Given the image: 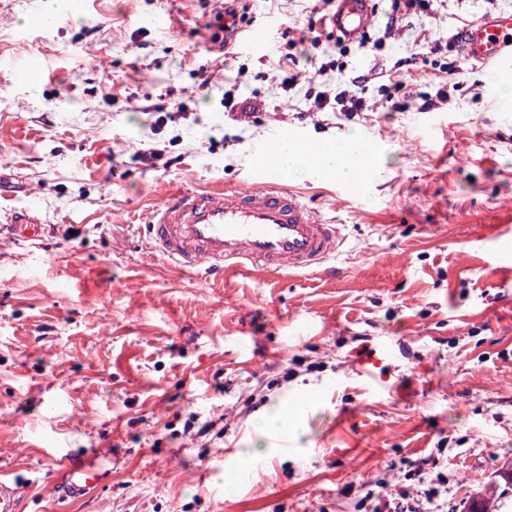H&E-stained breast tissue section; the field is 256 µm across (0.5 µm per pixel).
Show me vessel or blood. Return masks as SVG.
<instances>
[{
    "label": "vessel or blood",
    "mask_w": 512,
    "mask_h": 512,
    "mask_svg": "<svg viewBox=\"0 0 512 512\" xmlns=\"http://www.w3.org/2000/svg\"><path fill=\"white\" fill-rule=\"evenodd\" d=\"M372 13V0H336L329 28L356 39ZM459 41L469 58L512 68V11L482 16L460 31ZM144 229L153 247L175 267H200L209 277L257 264L273 271L310 269L340 251L337 224L261 173L249 190L172 191ZM103 467V460L91 455L70 461L57 475V493L84 496L100 483ZM21 494V485L0 478V512H18Z\"/></svg>",
    "instance_id": "1"
}]
</instances>
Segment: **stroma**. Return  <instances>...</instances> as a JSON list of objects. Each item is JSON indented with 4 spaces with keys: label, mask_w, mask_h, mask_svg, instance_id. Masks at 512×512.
I'll list each match as a JSON object with an SVG mask.
<instances>
[{
    "label": "stroma",
    "mask_w": 512,
    "mask_h": 512,
    "mask_svg": "<svg viewBox=\"0 0 512 512\" xmlns=\"http://www.w3.org/2000/svg\"><path fill=\"white\" fill-rule=\"evenodd\" d=\"M42 2L0 0V213L42 222L0 229V474L25 485L20 512H465L512 459V253L492 238L512 230V97L447 41L512 0H434L370 53L321 31L326 86L367 78L351 121L303 117L307 82L280 88L311 68L280 28L334 0H256L268 43L228 56L204 50L224 0H56L39 27ZM445 70L448 103L417 111ZM398 81L409 95L384 111ZM352 133L380 148L365 188L271 178L336 220L343 252L321 267L208 283L141 233L172 188L248 187L277 135ZM281 404L304 434L260 438ZM194 416L208 435L185 434ZM89 448L100 486L57 499ZM6 224L15 225L17 231L24 237H34L38 235L41 221L30 212H15L5 220Z\"/></svg>",
    "instance_id": "stroma-1"
}]
</instances>
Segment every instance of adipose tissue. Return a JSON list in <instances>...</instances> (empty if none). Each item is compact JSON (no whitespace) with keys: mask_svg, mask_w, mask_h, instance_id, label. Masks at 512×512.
Masks as SVG:
<instances>
[{"mask_svg":"<svg viewBox=\"0 0 512 512\" xmlns=\"http://www.w3.org/2000/svg\"><path fill=\"white\" fill-rule=\"evenodd\" d=\"M266 154L274 171L300 172L313 181L337 178L360 185L367 179L364 151L355 137H348L340 145L318 143L300 145L284 138Z\"/></svg>","mask_w":512,"mask_h":512,"instance_id":"ef3b65f1","label":"adipose tissue"}]
</instances>
